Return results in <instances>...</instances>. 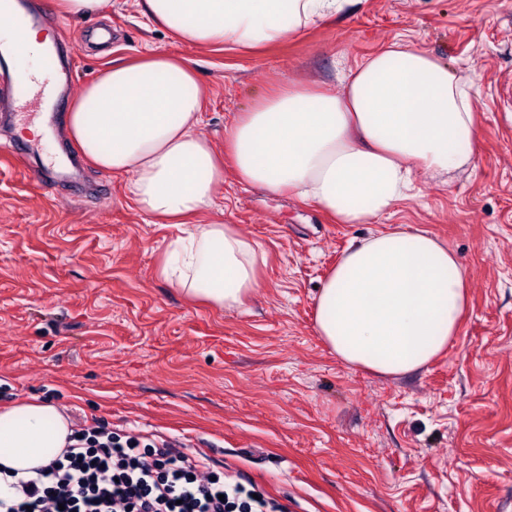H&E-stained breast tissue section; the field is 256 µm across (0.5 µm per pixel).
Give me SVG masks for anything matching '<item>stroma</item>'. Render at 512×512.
<instances>
[{
  "instance_id": "1",
  "label": "stroma",
  "mask_w": 512,
  "mask_h": 512,
  "mask_svg": "<svg viewBox=\"0 0 512 512\" xmlns=\"http://www.w3.org/2000/svg\"><path fill=\"white\" fill-rule=\"evenodd\" d=\"M43 27L88 86L112 61L151 50L195 63L201 126L216 148L238 113L290 82L339 84L403 36L465 69L482 138L472 169L423 181L380 224H339L288 191L225 167L197 222L234 225L268 254L237 310L187 300L160 274L178 231L127 200L125 178L88 164L57 106L29 160L0 152V410L49 401L120 429L179 437L240 471L290 512H512V0H349L296 39L251 53L178 43L138 0ZM0 58V144L23 140L38 106L11 95ZM57 181L42 187L28 169ZM400 224L448 244L468 306L448 351L383 377L338 359L314 330L313 299L342 253Z\"/></svg>"
}]
</instances>
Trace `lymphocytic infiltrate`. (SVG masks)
Instances as JSON below:
<instances>
[{
    "label": "lymphocytic infiltrate",
    "instance_id": "f902f5d3",
    "mask_svg": "<svg viewBox=\"0 0 512 512\" xmlns=\"http://www.w3.org/2000/svg\"><path fill=\"white\" fill-rule=\"evenodd\" d=\"M0 512H288L257 484L214 472L201 452L162 437H121L100 418L47 465L0 476Z\"/></svg>",
    "mask_w": 512,
    "mask_h": 512
}]
</instances>
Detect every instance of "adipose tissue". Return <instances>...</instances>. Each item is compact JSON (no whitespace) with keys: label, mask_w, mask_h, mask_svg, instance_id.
Listing matches in <instances>:
<instances>
[{"label":"adipose tissue","mask_w":512,"mask_h":512,"mask_svg":"<svg viewBox=\"0 0 512 512\" xmlns=\"http://www.w3.org/2000/svg\"><path fill=\"white\" fill-rule=\"evenodd\" d=\"M346 0H139L175 40L218 50L284 42ZM7 62L50 53L52 42L15 0L0 18ZM205 92L186 60L151 53L112 64L67 116V132L96 167L126 176L137 210L171 224L209 207L224 181L200 130ZM478 106L461 69L404 39L384 45L338 88L288 84L239 113L224 143L241 182L288 190L340 224H373L413 197L419 180L447 182L472 167ZM268 255L233 225L197 224L177 237L161 273L189 297L235 309L260 286ZM468 299L459 257L427 232L395 228L350 246L314 298L316 333L347 365L380 375L427 366L455 339ZM71 432L49 402L0 412V466L48 464Z\"/></svg>","instance_id":"1"}]
</instances>
